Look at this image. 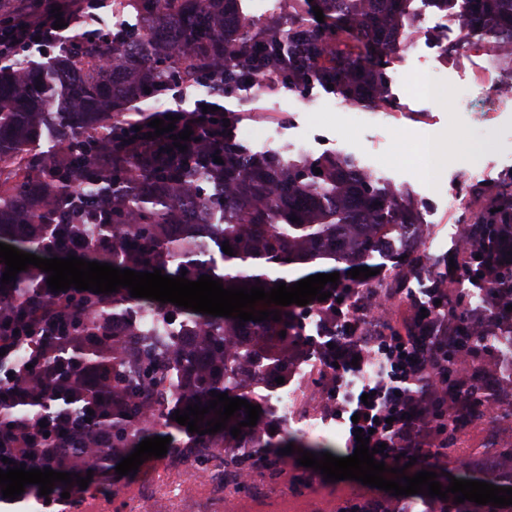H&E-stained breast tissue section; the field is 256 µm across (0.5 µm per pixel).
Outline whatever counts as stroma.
Instances as JSON below:
<instances>
[{
    "label": "stroma",
    "mask_w": 512,
    "mask_h": 512,
    "mask_svg": "<svg viewBox=\"0 0 512 512\" xmlns=\"http://www.w3.org/2000/svg\"><path fill=\"white\" fill-rule=\"evenodd\" d=\"M482 53V58L446 69L435 50L402 52L386 70L391 79L402 70L410 75L397 87L399 100L392 111L368 112L357 104L341 111L334 91L318 85L301 91L284 84L259 93L232 90L224 98V108L236 116L232 137L244 151H254L265 129L275 127L283 158H291L298 143L308 144L315 156L339 149L353 157L367 153L374 167L384 169V186L422 193L425 219L433 229L424 254L373 255L367 262L375 271L369 284L394 273L419 272L426 284L440 283L451 303L479 314L480 327L507 335L512 333V316L493 312L492 293L472 301V280L450 266L456 256L453 239L473 220L461 211L449 214V193L469 192L464 173L472 166L481 168L496 183L478 205L486 210L497 202L496 188L505 182L501 170L512 169V102L494 104L493 82L483 74L481 64L495 49L488 43ZM477 364L486 370L479 381L483 395L512 402V362L502 359L496 347L483 345ZM247 401L262 409L260 430L289 438L295 448L278 470L255 468L248 488L239 490L212 481L208 474L194 473L190 458L198 437L174 430L166 455L149 457L128 475L106 470L84 494L50 505L27 490L17 499L0 501V512H336L337 501L344 498L361 494L378 501L386 498V491L354 480L312 478L310 469L298 464L303 450L338 454L348 437L345 423L333 419L324 430L309 434L300 424L282 418L269 398L252 394ZM459 456L479 472L511 473L503 461L512 457V411L455 432L441 452L436 474L456 473Z\"/></svg>",
    "instance_id": "obj_1"
}]
</instances>
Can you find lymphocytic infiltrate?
<instances>
[{"mask_svg": "<svg viewBox=\"0 0 512 512\" xmlns=\"http://www.w3.org/2000/svg\"><path fill=\"white\" fill-rule=\"evenodd\" d=\"M60 6L65 23L76 26L87 10H100L105 0H0V14L11 17L9 31L0 30V60H11L35 51H52L64 37L55 26L53 6ZM185 85L172 78L168 90L172 103L157 110V118L173 115L176 131L192 129L201 137L204 128H218L224 123V82L214 79L204 104L186 109L181 105ZM342 308L336 313L341 336L326 355L327 362L337 363V378L352 370L354 355L361 349L356 342V319L350 308L353 292L340 290ZM428 304L414 303L416 315L413 331L404 335L386 328L372 339V347L384 365L381 375L364 384L359 394L348 396L343 414L358 415V426L369 431V444L385 447L386 466H396L397 455L416 458L418 464H429V440L443 436L452 425H466L479 416V403L460 397L448 385L452 375L473 372L474 363L466 348L460 347L451 332L452 326L464 321L465 315L455 305H444L442 288L429 289Z\"/></svg>", "mask_w": 512, "mask_h": 512, "instance_id": "obj_1", "label": "lymphocytic infiltrate"}]
</instances>
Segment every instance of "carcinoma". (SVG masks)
<instances>
[{"instance_id":"cac0c4a2","label":"carcinoma","mask_w":512,"mask_h":512,"mask_svg":"<svg viewBox=\"0 0 512 512\" xmlns=\"http://www.w3.org/2000/svg\"><path fill=\"white\" fill-rule=\"evenodd\" d=\"M236 2L112 0L114 9L133 8L140 26L105 32L89 14L84 33L63 41L40 65L18 60L0 71V243L122 270L157 268L171 277L185 269L190 281L208 275L225 288L258 283L268 291L292 282L258 272L265 264L362 261L377 249L381 233L413 223L401 196L376 186L347 157L253 155L227 134L210 137L205 153L188 141L186 151L159 162L115 141L120 174L98 168L95 152L110 141L113 127L146 118L129 111V103L164 95L172 73L196 85L222 76L227 88L245 76L286 75L296 88L329 85L346 101L396 107L385 65L401 50L410 0H288L286 31L258 26ZM429 2L459 18L465 37L512 42V0ZM314 5L324 22L316 20ZM216 154L224 155L221 167L213 163ZM80 163L95 173L85 186L108 187L110 202L103 215L86 212L74 220ZM317 168L322 173L315 174ZM199 181L213 184L215 193L195 189ZM499 207L478 217L488 250L499 227L512 226V191ZM226 241L233 255L221 254L220 268L207 248ZM34 271L30 265L0 288V342L15 327L35 346L26 358L33 368L17 374L20 389H0V448L43 469L84 474L92 459L105 468L147 438L163 415L147 408L163 387L162 363L180 377L172 387L182 411L208 406L213 391L244 392L228 376L235 337H247L250 353L273 365V380L288 374V347L301 340L302 312L259 301L255 310H278L281 320L241 326L237 319L183 308L180 314L195 328L193 341L162 339L158 351L139 353L127 347L114 315L145 306L164 319L168 310L131 297L126 287L79 301L48 291L34 307L25 289ZM47 411L57 426L45 428L46 437L39 423ZM244 420L246 414L237 412L225 429L201 438L221 455L228 477L257 462L235 451L240 440L256 448L287 446L248 426L233 437L232 427Z\"/></svg>"}]
</instances>
